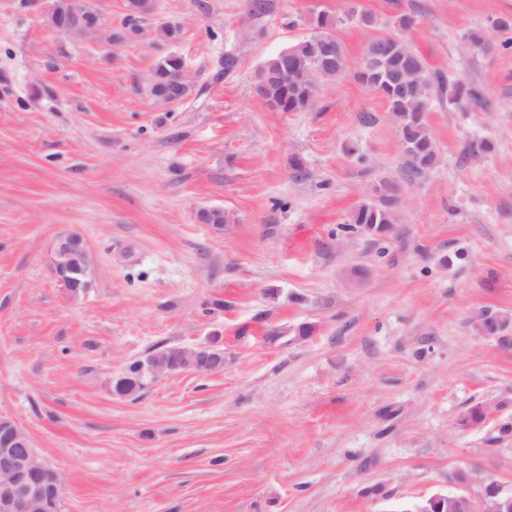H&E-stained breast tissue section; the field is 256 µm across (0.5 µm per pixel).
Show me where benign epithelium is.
<instances>
[{
  "label": "benign epithelium",
  "instance_id": "benign-epithelium-1",
  "mask_svg": "<svg viewBox=\"0 0 512 512\" xmlns=\"http://www.w3.org/2000/svg\"><path fill=\"white\" fill-rule=\"evenodd\" d=\"M320 63L336 68V75L346 70V65L336 63L334 48L330 41L320 40ZM422 80L418 70L410 63L400 71L393 83L399 87L413 85V81ZM63 256L75 259L76 273L93 265L91 251L84 239L74 233L57 239L52 250L51 261ZM197 353L195 368L185 366V370L197 373L210 372L224 368V349L217 341L211 340L194 346ZM180 364L169 361L151 360L144 366V373L154 382L168 376L178 369ZM452 484L460 488L450 498L465 504L466 512H472L473 499L485 502L492 496L505 506L512 505V490L473 469H457ZM64 480L60 472L39 452L29 433L15 420L0 418V512H57V502L63 494ZM480 491L472 497L473 490ZM436 494L428 501L449 498Z\"/></svg>",
  "mask_w": 512,
  "mask_h": 512
}]
</instances>
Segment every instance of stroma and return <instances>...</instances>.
Instances as JSON below:
<instances>
[{"label": "stroma", "instance_id": "1", "mask_svg": "<svg viewBox=\"0 0 512 512\" xmlns=\"http://www.w3.org/2000/svg\"><path fill=\"white\" fill-rule=\"evenodd\" d=\"M50 2L0 0V416L61 472V512H407L457 468L512 490V332L470 324L512 315V31L493 27L512 0H155L173 48L107 43L125 0H92L102 34L57 35ZM320 11L349 71L272 111L257 73ZM403 12L429 70L484 97L433 100L438 162L412 180L353 75ZM172 50L193 89L161 109L137 87ZM383 179L407 190L394 231L342 233ZM214 208L223 230L198 217ZM69 233L95 259L78 295L49 263ZM214 338L223 370L113 392L149 351Z\"/></svg>", "mask_w": 512, "mask_h": 512}]
</instances>
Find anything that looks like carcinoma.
Listing matches in <instances>:
<instances>
[{
    "mask_svg": "<svg viewBox=\"0 0 512 512\" xmlns=\"http://www.w3.org/2000/svg\"><path fill=\"white\" fill-rule=\"evenodd\" d=\"M125 8L121 28L115 33L117 42L127 39V35L132 33V26L138 14L151 13L149 0H126ZM92 11L90 0H52V8L46 14V23L54 29L63 17L79 24L99 19V16L91 15ZM415 23L416 18L411 13L396 16L393 22L396 32L376 37L368 47L371 48L379 42L391 44L392 50L382 58L379 68L394 70L408 59L425 74V81L421 87L400 94L396 87L385 85L370 74L355 73L356 80L375 90L383 98L394 120L396 134L412 128V143L419 146V153L415 156L405 155L410 178L431 169L438 159L437 147L427 119L419 121L416 118L418 113L425 115L429 112L432 96L448 97V104L461 111L481 103L482 100V94L475 86L465 82L449 83L442 74L429 72L422 57L399 35V32ZM309 26L316 30V34L332 39L336 58L345 57L344 49L333 32L336 26L335 18L324 12L314 13L309 19ZM153 32L154 40L169 46L177 45L183 35L180 25L169 22L156 25ZM318 54V46L313 37L309 36L289 46L286 52H279L268 58L258 72V95L276 112L309 111L315 103L318 88L297 86L288 82V70L294 66H309ZM150 70L159 74L160 81H145L140 91L156 105L175 104L190 94V89L186 86L183 58L179 54L167 53L158 58ZM376 189L380 190L381 195L360 203L352 212L345 229L377 239L393 230L400 214L399 184L392 180H383Z\"/></svg>",
    "mask_w": 512,
    "mask_h": 512,
    "instance_id": "carcinoma-1",
    "label": "carcinoma"
}]
</instances>
